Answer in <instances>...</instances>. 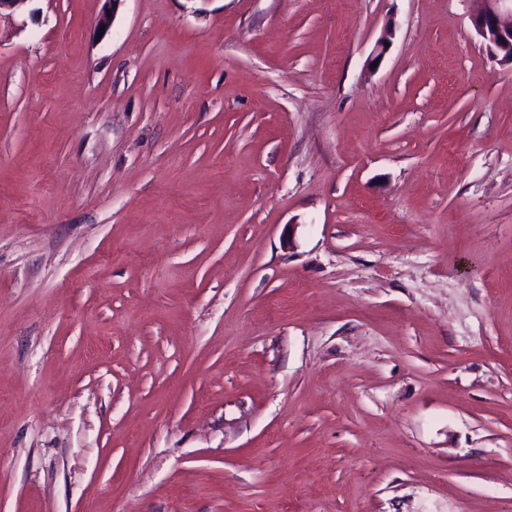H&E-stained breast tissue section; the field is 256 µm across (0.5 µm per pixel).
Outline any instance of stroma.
<instances>
[{"mask_svg":"<svg viewBox=\"0 0 512 512\" xmlns=\"http://www.w3.org/2000/svg\"><path fill=\"white\" fill-rule=\"evenodd\" d=\"M104 7L0 19V512H512L480 0Z\"/></svg>","mask_w":512,"mask_h":512,"instance_id":"1","label":"stroma"}]
</instances>
